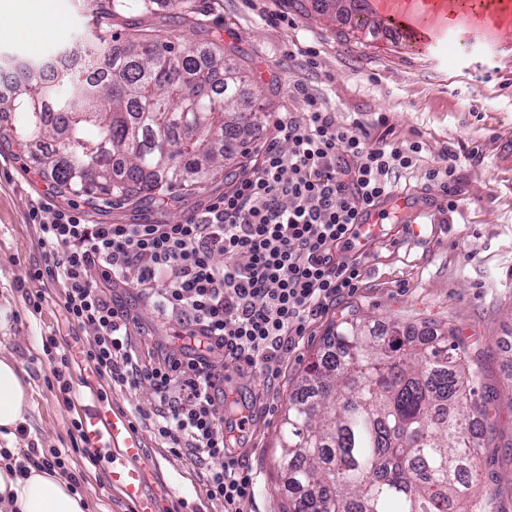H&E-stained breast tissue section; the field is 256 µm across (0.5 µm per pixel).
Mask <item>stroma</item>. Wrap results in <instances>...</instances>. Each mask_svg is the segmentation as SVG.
<instances>
[{
	"label": "stroma",
	"mask_w": 512,
	"mask_h": 512,
	"mask_svg": "<svg viewBox=\"0 0 512 512\" xmlns=\"http://www.w3.org/2000/svg\"><path fill=\"white\" fill-rule=\"evenodd\" d=\"M194 3L208 22L211 39L234 50L252 77V92L266 106L264 118L252 128L253 154L261 153L265 140L277 138L274 124L281 113L303 120V98L288 91L289 83L299 80L338 124L371 123L375 136L420 142L422 158L402 173L398 188L413 202L435 208L433 223L390 220L373 248L348 251V259L361 269L357 288L311 320L305 334L269 369L239 368L214 359L215 371L254 408L252 429L233 447L256 482L247 512H279L286 496L277 467L284 411L308 365L322 354L330 330L351 318L369 321L379 333L395 321L420 333L442 321L476 346L477 362L497 399L498 424L488 468L500 475V496L512 512V33L503 35L493 58L460 46L422 55L401 44L378 43L374 34L357 30L354 20L323 11L320 0ZM50 7V15L27 14L17 23L10 0H0V58L41 60L85 33V0H50ZM146 28L163 30L183 47L197 41L175 9L148 16L131 13L112 24L120 39ZM383 114L387 126H376ZM277 140L281 150H289L288 140ZM475 145L482 152L477 161L468 157ZM447 149L459 157L456 182L462 203L454 213L443 209L442 188L428 178L429 167ZM41 156L37 145L21 150L0 141V315L6 320L0 329V357L12 360L33 390L25 425L13 440L1 438L0 448L8 449L14 460L23 459L31 448L41 454L53 448L68 450V468L84 475L80 493L89 512H135L113 487L104 465H89L72 453L71 422L77 413L47 383L51 373L42 336L54 333L85 343L93 331L67 323L60 289L33 279L45 254L30 211L47 203L57 210L82 212L93 224L180 222L222 196L249 161L235 159L223 175L182 197L172 210L149 200L98 209L86 198L57 194ZM40 290L48 297L34 314L25 296ZM113 295L137 317L133 342L138 353L145 356L181 345L177 321L161 317L153 304L138 300L133 289L117 287ZM70 376L74 397L99 399L135 421L152 463L144 493L155 500L158 512H170L180 500L199 503L201 512H221L220 505L206 498L204 488L208 471L219 468V461L195 463L155 438L145 419L157 406L149 384L120 391L104 382L88 386L78 367Z\"/></svg>",
	"instance_id": "1"
}]
</instances>
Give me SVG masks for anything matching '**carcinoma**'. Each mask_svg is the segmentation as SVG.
I'll use <instances>...</instances> for the list:
<instances>
[{
    "mask_svg": "<svg viewBox=\"0 0 512 512\" xmlns=\"http://www.w3.org/2000/svg\"><path fill=\"white\" fill-rule=\"evenodd\" d=\"M163 1L195 13L189 0H89L99 26L62 54L81 68L14 69L25 89L0 96V113L15 116L0 137L51 142L41 164L57 189L107 207L172 203L223 171L257 121L239 107L246 76L207 38L180 49L146 30L113 50V18ZM324 346L280 425L283 512H503L482 469L491 398L454 330L419 339L350 320Z\"/></svg>",
    "mask_w": 512,
    "mask_h": 512,
    "instance_id": "1",
    "label": "carcinoma"
}]
</instances>
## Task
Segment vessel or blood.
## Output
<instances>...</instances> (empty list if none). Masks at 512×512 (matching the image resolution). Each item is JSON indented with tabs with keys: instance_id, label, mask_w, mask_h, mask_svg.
I'll return each mask as SVG.
<instances>
[{
	"instance_id": "obj_1",
	"label": "vessel or blood",
	"mask_w": 512,
	"mask_h": 512,
	"mask_svg": "<svg viewBox=\"0 0 512 512\" xmlns=\"http://www.w3.org/2000/svg\"><path fill=\"white\" fill-rule=\"evenodd\" d=\"M366 8L383 19L401 43L424 51L461 40L494 50L502 34L512 30V0H482L477 10L463 7L460 0H366ZM396 210L418 224L433 208H409L405 196L396 193L381 199L358 215L361 247L373 244L384 216ZM83 429L90 446L107 450L113 487L134 504L136 512H156L154 501L143 494L151 463L129 416L116 412L107 419L90 409L83 416Z\"/></svg>"
}]
</instances>
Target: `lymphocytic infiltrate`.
I'll return each mask as SVG.
<instances>
[{
    "label": "lymphocytic infiltrate",
    "instance_id": "f902f5d3",
    "mask_svg": "<svg viewBox=\"0 0 512 512\" xmlns=\"http://www.w3.org/2000/svg\"><path fill=\"white\" fill-rule=\"evenodd\" d=\"M292 92L307 112L301 122L287 112L277 121L290 150L269 144L249 175L182 223L91 224L82 214L45 208L32 214L52 258L34 278L58 284L68 322L94 332L79 348L54 334L42 339L64 402L72 400L68 375L78 360L111 387L149 383L158 400L149 416L156 438L196 462L220 460L205 492L224 512H244L255 496L251 473L228 444L252 410L225 415L224 378L212 371L211 353L268 367L310 320L354 288L360 268L336 252L354 249L359 212L393 193L422 150L416 141L386 142L337 124L302 81ZM125 282L161 316L178 320L194 342L191 352L154 362L137 355L135 319L111 296Z\"/></svg>",
    "mask_w": 512,
    "mask_h": 512
}]
</instances>
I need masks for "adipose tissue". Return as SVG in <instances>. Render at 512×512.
I'll return each instance as SVG.
<instances>
[{"label":"adipose tissue","instance_id":"ef3b65f1","mask_svg":"<svg viewBox=\"0 0 512 512\" xmlns=\"http://www.w3.org/2000/svg\"><path fill=\"white\" fill-rule=\"evenodd\" d=\"M31 387L15 363L0 358V438L12 439L26 422ZM0 512H88L84 498L57 474L29 467L0 465Z\"/></svg>","mask_w":512,"mask_h":512}]
</instances>
